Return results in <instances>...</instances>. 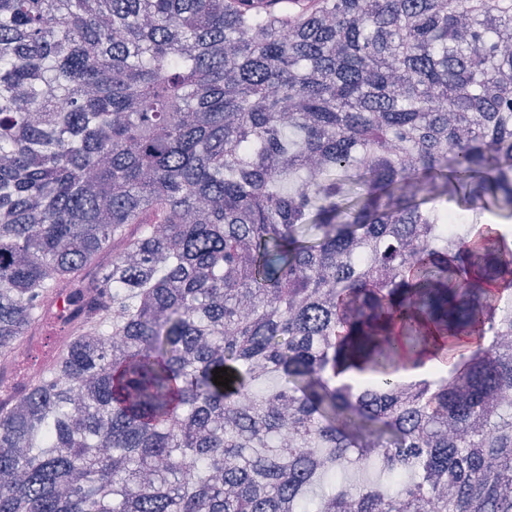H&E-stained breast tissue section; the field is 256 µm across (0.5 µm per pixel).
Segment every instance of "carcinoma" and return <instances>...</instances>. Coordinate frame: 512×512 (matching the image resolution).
<instances>
[{
	"mask_svg": "<svg viewBox=\"0 0 512 512\" xmlns=\"http://www.w3.org/2000/svg\"><path fill=\"white\" fill-rule=\"evenodd\" d=\"M510 35L512 0H0V512H512Z\"/></svg>",
	"mask_w": 512,
	"mask_h": 512,
	"instance_id": "obj_1",
	"label": "carcinoma"
}]
</instances>
